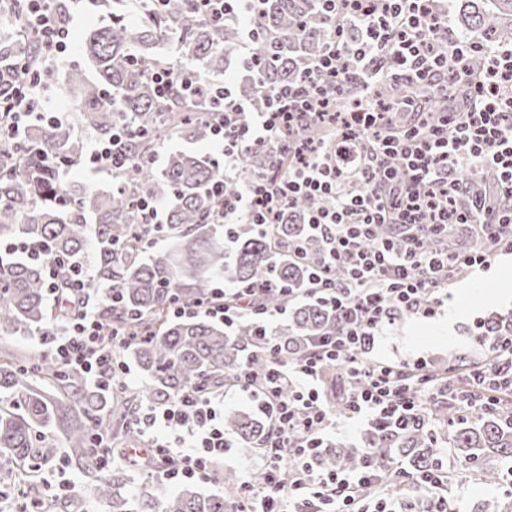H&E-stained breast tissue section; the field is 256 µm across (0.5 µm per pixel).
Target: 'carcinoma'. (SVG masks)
Returning a JSON list of instances; mask_svg holds the SVG:
<instances>
[{
    "mask_svg": "<svg viewBox=\"0 0 512 512\" xmlns=\"http://www.w3.org/2000/svg\"><path fill=\"white\" fill-rule=\"evenodd\" d=\"M194 0H112L110 21L81 33V47L93 70L75 66L67 73L74 120L32 123L16 137L0 117V239L25 240L46 249L50 259L79 262L93 249L94 274L89 287L101 293L100 315L108 325L127 326L142 335L130 347L131 358L148 385L151 397H172L206 386L219 390L228 382L244 351L253 348L255 330L247 321L232 333L224 324L196 316L176 318L174 303H194L211 297L215 280L249 284L260 277L295 290L306 287L322 260V244L303 218L322 206L317 198H299L284 211L283 223L264 235L249 224L228 230L214 223L218 199L212 185L224 176L210 156L190 145L211 138L212 111L222 107L215 98L224 75L225 58L239 51V24L211 22L193 10ZM459 29H479L493 42H512V0H453ZM11 27L0 33V104L14 97L21 82L20 66L41 70V51L21 26L22 3L5 5ZM255 65L240 95L260 112L267 98L253 94L256 85L270 93L296 82L304 63L323 51L331 24L319 0H263ZM181 40L182 56L171 62L159 52L165 42ZM167 66L175 72L169 95L156 94L148 68ZM200 76L204 90L190 98L180 88L181 73ZM111 93L102 99V90ZM416 94L429 102L427 121L439 123L453 101H433L434 90ZM132 121L129 140L133 167L104 194L85 187L76 190L56 183L50 173L56 163L75 162L85 143L75 132L80 125L97 139L112 136L121 119ZM179 137L189 146L167 155L155 169L150 158L167 140ZM270 152L258 148L244 159L246 174H288L289 157L270 168ZM147 193L164 208L166 223L154 233L168 241L154 250L131 237L135 195ZM301 239L307 261L300 264L277 254L275 245ZM121 304L112 306V291ZM336 325L328 307L298 303L290 319L278 324L276 340L285 357L295 358L305 339ZM62 326L50 303L45 266L13 252L0 253V336H48ZM512 336V318L490 319L479 329V341L491 344ZM475 366L458 360L437 368L448 395L421 407L405 429L375 427L366 440L368 453L346 444L313 456L322 470L338 467L358 471L370 463L392 468L401 463L414 474L447 467L465 470L475 464L479 480L496 487L505 480L502 464L512 462V392L499 389L496 405L485 408L487 395L471 383ZM12 399L0 408V469L34 488L39 472L58 458L87 478L92 499L110 505V512H231L222 495L205 494L188 483L163 500L142 488L128 491L130 472H146L155 461L114 464L103 469L99 437L124 445L137 436L134 424L122 431L112 418L124 415L130 398L86 387L54 359L18 357L0 361V393ZM268 431L264 420L238 411L224 414V433L246 442L259 441ZM61 434L64 449L54 435ZM497 464H492L491 460ZM384 491L394 501L422 512L424 503L409 500L401 484L390 481L366 490L369 497Z\"/></svg>",
    "mask_w": 512,
    "mask_h": 512,
    "instance_id": "cac0c4a2",
    "label": "carcinoma"
}]
</instances>
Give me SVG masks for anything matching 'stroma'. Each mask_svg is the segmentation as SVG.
Instances as JSON below:
<instances>
[{
    "label": "stroma",
    "instance_id": "obj_1",
    "mask_svg": "<svg viewBox=\"0 0 512 512\" xmlns=\"http://www.w3.org/2000/svg\"><path fill=\"white\" fill-rule=\"evenodd\" d=\"M512 314V245L497 247L489 268H472L456 273L448 281V297L431 318L408 315L397 319L382 336L376 354L392 359H426L444 366L455 356L474 354L478 323L494 314ZM260 455L253 445L233 437L217 470L235 472L239 479L260 471ZM448 497L461 512L482 505L497 512L500 505L512 508V484L486 488L479 481L452 485Z\"/></svg>",
    "mask_w": 512,
    "mask_h": 512
}]
</instances>
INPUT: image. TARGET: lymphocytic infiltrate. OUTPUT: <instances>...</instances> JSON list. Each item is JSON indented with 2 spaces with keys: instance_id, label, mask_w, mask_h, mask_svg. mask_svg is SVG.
I'll return each instance as SVG.
<instances>
[{
  "instance_id": "1",
  "label": "lymphocytic infiltrate",
  "mask_w": 512,
  "mask_h": 512,
  "mask_svg": "<svg viewBox=\"0 0 512 512\" xmlns=\"http://www.w3.org/2000/svg\"><path fill=\"white\" fill-rule=\"evenodd\" d=\"M22 2L47 65H59L71 40L69 21L59 20L46 0ZM321 2L333 24L332 35L299 83L275 90L265 111L254 113L246 100L225 90L224 108L215 113L211 129L225 173L239 172L244 156L265 146L292 160L284 180L259 174L229 195L223 183H216L222 224H251L264 231L280 223L295 198L323 200V207L308 218L325 255L311 274L307 296L335 312L336 327L310 338L298 358L282 356L270 329L274 314L257 300L259 291L270 285L264 278L243 286H216L209 302L180 303L172 309L177 316L205 313L228 329L242 320L256 327L266 369L254 373L250 359H243L230 387L257 398L269 430L260 444L264 481L259 486L241 482L240 512H302L306 504L313 512H399L384 495L363 497L365 486L385 481L376 468L318 470L311 457L326 448L330 433L344 430L348 422L396 425L412 416L419 400L434 396L426 361L396 363L376 358L374 349L396 313L433 316L449 269L488 266L493 245L501 242L504 226L512 224V209L496 207L497 198L512 197V44L449 39V18L438 0ZM261 4L196 0V10L211 21L234 15L248 62L259 34ZM475 55L484 57V71L470 69ZM345 84L358 86L359 99L350 112L331 111L336 89ZM400 85H429L442 95L460 92L466 105L430 126L415 99L385 96V89ZM0 111L17 132L32 119L57 116L41 94L40 81L29 75ZM307 121L335 126V140H296V129ZM132 134L130 122H121L109 139L94 143L80 169L92 175L121 170L129 162L124 146ZM463 161L474 174L492 177L495 193H477L469 209L459 211L451 200L464 190L457 175ZM378 224L392 225L394 234L373 244L369 238ZM452 224L472 225L477 246L456 254L423 248V239L444 235ZM12 248L43 261L53 302L65 293L73 297L64 328L43 339L57 361L95 388L130 385L131 370L121 351L132 339L107 332L88 288L87 268L73 279L39 247L16 242ZM332 364L340 365L351 381L341 419L320 388L321 372ZM223 404V394L198 388L146 401L136 413L146 453L171 463L162 472L164 480L209 476L227 446Z\"/></svg>"
}]
</instances>
